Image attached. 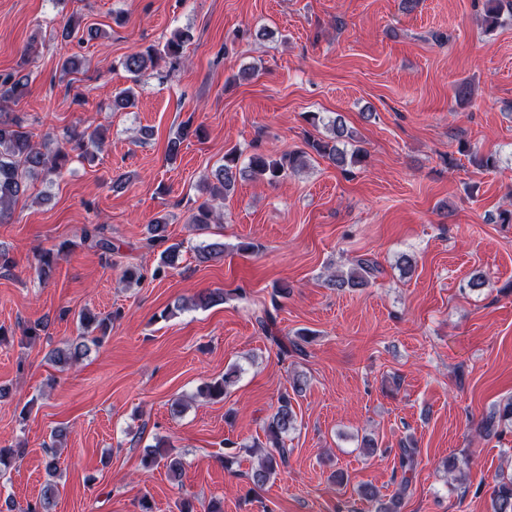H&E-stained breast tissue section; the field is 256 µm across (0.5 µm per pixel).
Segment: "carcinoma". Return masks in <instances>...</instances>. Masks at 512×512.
Listing matches in <instances>:
<instances>
[{
    "label": "carcinoma",
    "mask_w": 512,
    "mask_h": 512,
    "mask_svg": "<svg viewBox=\"0 0 512 512\" xmlns=\"http://www.w3.org/2000/svg\"><path fill=\"white\" fill-rule=\"evenodd\" d=\"M504 4L502 0H484L483 22L487 29L493 30L500 24ZM191 35L187 30H177L164 43L162 47L150 45L143 50L126 55L121 61L122 68L131 75L133 82L150 67H155L162 60L173 70L179 66L185 44L190 41ZM28 84V75L19 71L10 73L0 78V106L8 103L18 88ZM307 121L316 126L324 125L330 136L313 139L307 142L308 150L290 152L284 155H275L264 152H255L247 158L246 163H241L242 153L237 149H231L224 154V164L217 167L212 173V178L201 184V190L208 194L188 216V223L193 224L199 230L209 228L216 222V214L212 202L224 200L235 191L236 185L241 180H252L273 184L289 174H295L307 167L310 153L328 160L333 166L344 173L362 165L366 159L365 151L356 145L355 136L341 115L333 118L324 117L318 112H310L306 116ZM200 128H191L186 124L182 126L178 137L168 143V157L173 160L177 157L179 146L190 135H199ZM101 141V138L93 133L90 137L72 130L67 133L64 140L57 144L55 150L43 151L37 143L32 141L29 132L24 127V119L18 116L9 117L0 113V223L8 222L11 215L13 202L27 190V179L43 175H58L69 161L70 153L80 152V155L89 153V146ZM168 220L166 217H157L148 224L149 240L152 242L163 241L166 238ZM82 239L91 246L104 253L112 252V241L106 235V228L102 224H95L83 229ZM68 242L64 241L55 249L43 251L38 256L37 273L41 280L51 278L58 257L66 251ZM224 255V244L211 243L201 247L197 251L200 262H209ZM180 256V245L168 246L160 256L159 265L154 269L153 275L159 276L166 270L176 266ZM378 272L376 261L370 258H359L354 261L347 271L334 273L329 276L330 286L339 290H357L366 288L371 283V278ZM80 322L87 331L96 329L101 336L106 335L112 328V316L98 317L89 313H82ZM96 342L100 336H81L77 340L68 342L62 347L52 350L53 362L58 365H67L86 355L89 346L87 341ZM280 351L305 353V333L300 332L297 338L285 344L278 337H272ZM239 370L231 368L224 376L206 382L199 389V394L211 400L223 399L228 387L237 380ZM305 381L297 376L292 382V393H284L278 400L276 411L268 418L264 426L266 442L254 443L253 447L260 449L255 468L252 469L250 480L258 488L263 487L277 472L288 464V448L284 438L296 427L297 414L292 405V395H300L303 392ZM512 425V398L501 407H494L489 420L486 423L487 431H495L500 436L499 428ZM66 435L65 429L58 428L52 433V445L49 450L45 470L48 479L40 496L26 502V506L18 508V512H52L55 499L58 494V483L55 478L58 473V461L56 455L57 442ZM166 442L156 440L151 447L144 449L142 464L150 468L165 459V466L171 477L178 479L183 472V461L178 455L165 451ZM416 449L403 447L399 454V467L402 471L400 491H405L409 485L408 474L414 470V456ZM360 495L368 501L378 503V512H398L401 506V497L396 496L384 502L378 499L375 489L368 485L360 487ZM491 512H512V474H499L492 490Z\"/></svg>",
    "instance_id": "1"
}]
</instances>
